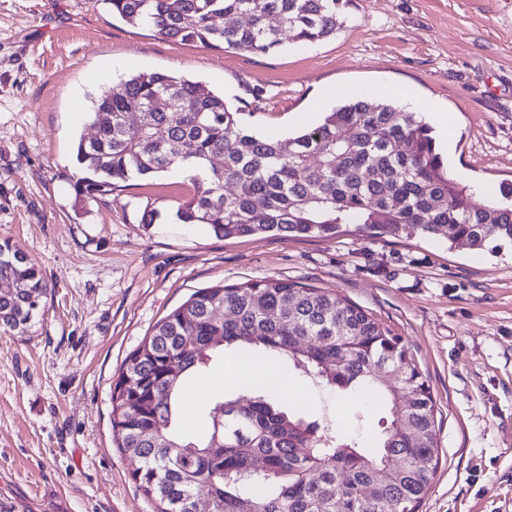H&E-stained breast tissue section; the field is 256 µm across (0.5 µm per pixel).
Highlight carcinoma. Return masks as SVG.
Wrapping results in <instances>:
<instances>
[{"label": "carcinoma", "instance_id": "cac0c4a2", "mask_svg": "<svg viewBox=\"0 0 512 512\" xmlns=\"http://www.w3.org/2000/svg\"><path fill=\"white\" fill-rule=\"evenodd\" d=\"M103 2L168 39L267 54L335 35L343 0ZM132 112L141 115L135 126ZM89 121L95 136L74 144L85 173L78 201L183 164L201 173L176 219L224 238L329 237L354 224L372 236L512 245V187L482 196L457 181L432 128L390 101L352 100L317 126L273 140L247 133L239 112L203 83L140 72L92 98ZM0 282L10 285L0 289V334L22 335L44 308L45 278L0 244ZM227 348L251 362L282 354L317 383L384 405L383 430L359 440L322 427L283 407L264 382L246 403L213 398L202 433L176 434V400L191 376L224 362ZM112 431L139 462L132 478L157 512H192L200 494L211 512H415L437 465L430 388L402 340L339 293L275 279L199 289L162 318L123 363Z\"/></svg>", "mask_w": 512, "mask_h": 512}]
</instances>
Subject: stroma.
I'll return each mask as SVG.
<instances>
[{
    "mask_svg": "<svg viewBox=\"0 0 512 512\" xmlns=\"http://www.w3.org/2000/svg\"><path fill=\"white\" fill-rule=\"evenodd\" d=\"M164 71L223 91L242 126L286 139L318 124L337 84L391 85L448 116L439 146L458 181L512 184V0H345L335 36L267 54L180 43L101 0H0V244L37 263L44 314L0 334V492L29 512H156L112 435L123 362L193 292L260 279L335 290L401 338L426 378L438 468L417 512H512V247H449L419 235L261 234L224 239L169 214L193 185L178 168L76 205L90 98ZM287 405L358 435L385 410L292 373Z\"/></svg>",
    "mask_w": 512,
    "mask_h": 512,
    "instance_id": "stroma-1",
    "label": "stroma"
}]
</instances>
